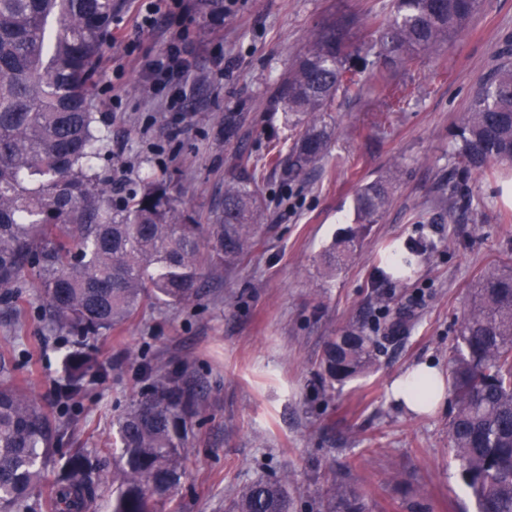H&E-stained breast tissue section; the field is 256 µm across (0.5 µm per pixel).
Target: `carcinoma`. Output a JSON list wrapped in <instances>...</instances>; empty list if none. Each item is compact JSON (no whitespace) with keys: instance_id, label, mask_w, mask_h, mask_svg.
I'll use <instances>...</instances> for the list:
<instances>
[{"instance_id":"1","label":"carcinoma","mask_w":512,"mask_h":512,"mask_svg":"<svg viewBox=\"0 0 512 512\" xmlns=\"http://www.w3.org/2000/svg\"><path fill=\"white\" fill-rule=\"evenodd\" d=\"M124 0H0V295L25 288L43 293L54 326L83 348L57 387L61 406L50 416L16 379L0 354V512H33L30 499L55 448L73 436L71 413L89 382L104 369L87 352L106 331L125 322L150 298L178 306L202 293V274L219 273L255 245L264 220L261 186L267 167L295 179L329 151L339 98L364 90L363 65L373 56L383 71L432 58L468 28L480 0H396L383 22L371 14L331 16L300 50L270 98L289 144L245 165L224 182L211 224L185 214L163 181L120 190L98 168L106 138L89 97L99 74L112 21ZM372 28L374 41L357 45L354 32ZM455 168L483 174L512 163V54H505L471 96L452 149ZM394 173L363 184L354 198L356 223L376 224L390 199ZM360 234L347 233L321 259L334 273L355 253ZM432 248L406 244L399 273L411 257ZM386 312L347 327L325 347L328 383L372 367ZM151 393L116 419L120 455L112 474L77 454L60 468L52 512H95L112 483V512H159L186 474L187 426L204 400L183 371L143 365ZM456 411L448 446L476 512H512V261L487 266L465 304L448 362ZM288 478H259L224 500V512H295ZM325 512H366L360 494L332 484Z\"/></svg>"}]
</instances>
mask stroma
Returning <instances> with one entry per match:
<instances>
[{
    "label": "stroma",
    "mask_w": 512,
    "mask_h": 512,
    "mask_svg": "<svg viewBox=\"0 0 512 512\" xmlns=\"http://www.w3.org/2000/svg\"><path fill=\"white\" fill-rule=\"evenodd\" d=\"M126 3L90 90L111 137L106 166L133 185L166 179L205 224L225 180L287 140L268 97L294 53L328 16L385 19L393 0H237L218 18L201 0H186L185 9L143 32L135 23L144 0ZM178 31L190 47V68L154 91L144 65L163 55ZM509 46L512 0H482L440 56L368 81L358 100L335 112L330 151L311 171L286 181L268 169L265 217L244 259L207 280L197 300L178 307L145 302L95 341L93 354L107 374L91 382L75 410L74 437L48 463L33 497L37 512H51L54 479L70 455L111 457L114 421L149 391L142 359L186 368L205 400L174 497L182 512H224L240 487L287 473L297 512H321L336 480L352 485L369 512H475L448 451L454 398L414 415L389 399L388 388L421 361L447 369L472 286L487 265L512 256V165L464 176L450 158L460 114ZM231 114L237 129L228 136ZM392 167L398 178L381 221L366 228L343 269L326 275L319 256L354 228L357 190ZM452 195L459 200L453 210ZM419 238L432 249L408 276L389 274V250ZM383 308L394 329L371 371L325 382L319 363L327 341ZM0 352L11 353L16 376L57 413L54 387L66 375L71 347L45 313L39 289L0 302Z\"/></svg>",
    "instance_id": "obj_1"
}]
</instances>
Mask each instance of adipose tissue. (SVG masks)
Returning a JSON list of instances; mask_svg holds the SVG:
<instances>
[{
    "mask_svg": "<svg viewBox=\"0 0 512 512\" xmlns=\"http://www.w3.org/2000/svg\"><path fill=\"white\" fill-rule=\"evenodd\" d=\"M448 387L443 371L432 362H420L394 378L391 399L410 414L428 413L444 403Z\"/></svg>",
    "mask_w": 512,
    "mask_h": 512,
    "instance_id": "obj_1",
    "label": "adipose tissue"
}]
</instances>
